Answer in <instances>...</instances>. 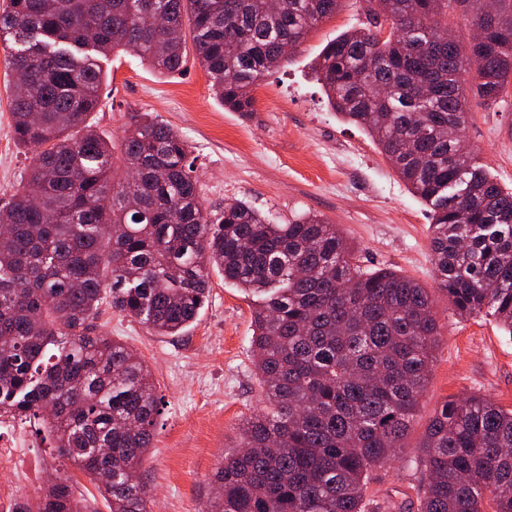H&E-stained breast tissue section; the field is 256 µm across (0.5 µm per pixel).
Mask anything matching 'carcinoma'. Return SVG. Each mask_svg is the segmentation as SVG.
Returning a JSON list of instances; mask_svg holds the SVG:
<instances>
[{
    "label": "carcinoma",
    "mask_w": 512,
    "mask_h": 512,
    "mask_svg": "<svg viewBox=\"0 0 512 512\" xmlns=\"http://www.w3.org/2000/svg\"><path fill=\"white\" fill-rule=\"evenodd\" d=\"M342 0H9L4 64L18 88L11 135L36 154L0 208V414L39 420L52 450L89 477L108 512H149L140 478L161 400L150 367L93 334L101 305L178 336L209 297V271L247 294L265 408L210 477L201 512H393L372 472L401 457L441 331L428 289L360 269L336 225L314 214L272 224L248 202L200 201L186 141L134 112L120 144L87 123L96 56L137 54L181 71L187 41L224 106L253 90ZM368 25L327 44L315 66L332 108L380 146L430 205L440 289L460 315L489 313L512 335V192L463 139L474 96L512 80V0L463 48L437 34L482 0H363ZM120 150L121 167L114 165ZM408 465L426 477L418 512H512V410L466 394L430 420ZM73 476L34 512H90Z\"/></svg>",
    "instance_id": "cac0c4a2"
}]
</instances>
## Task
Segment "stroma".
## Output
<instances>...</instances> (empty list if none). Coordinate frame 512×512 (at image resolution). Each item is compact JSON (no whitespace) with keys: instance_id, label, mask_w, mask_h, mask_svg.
I'll return each mask as SVG.
<instances>
[{"instance_id":"1","label":"stroma","mask_w":512,"mask_h":512,"mask_svg":"<svg viewBox=\"0 0 512 512\" xmlns=\"http://www.w3.org/2000/svg\"><path fill=\"white\" fill-rule=\"evenodd\" d=\"M365 14L344 0L336 15L316 25L288 62L267 73L254 90V112L224 108L195 52L179 75L153 72L132 53L99 59L106 76L87 121L105 138H118L130 113L150 112L186 141L204 205L239 199L277 224L304 213L334 224L356 249L362 268H391L420 282L434 299L442 336L421 408L404 441L412 454L434 412L461 394L492 398L512 410V334L494 318L455 314L438 284L430 257L431 213L361 128L330 107L312 66L322 49L360 26ZM14 87L0 64V207L22 187L35 151L11 137ZM467 144L489 174L512 191V86L492 106H471ZM209 298L197 320L179 336H159L137 320L102 305L100 334L125 343L149 365L163 414L142 466L151 512H199L220 457L240 441L246 418L261 406L251 353L254 303L209 275ZM33 485L44 490L67 465L33 424ZM423 475L404 459L377 470V497L417 512Z\"/></svg>"}]
</instances>
